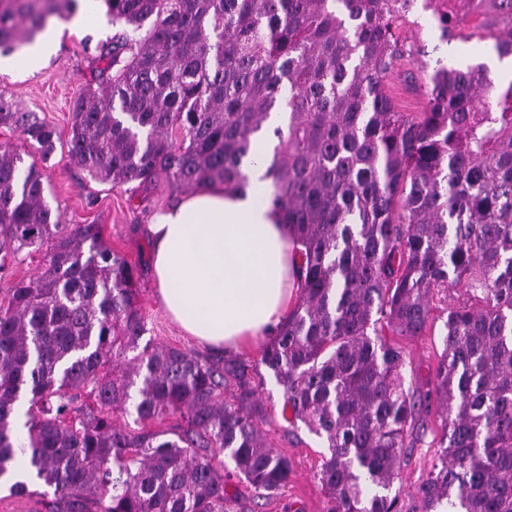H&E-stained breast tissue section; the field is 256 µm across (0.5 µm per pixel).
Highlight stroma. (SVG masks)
<instances>
[{
    "label": "stroma",
    "instance_id": "stroma-1",
    "mask_svg": "<svg viewBox=\"0 0 512 512\" xmlns=\"http://www.w3.org/2000/svg\"><path fill=\"white\" fill-rule=\"evenodd\" d=\"M483 15L467 13L462 24L465 39L456 43L459 65L478 63L492 55L491 42L482 27ZM54 54L34 69L22 68L0 74V93L11 97L21 108L38 113L61 133H68L71 105L90 81V52L85 41L98 44L110 40L113 28L105 7L89 12L79 4L66 21H52ZM408 42L424 46L425 52L402 62L396 73L386 79V89L395 105L404 112L421 111L425 103L426 83L436 58L447 55L441 45V33L427 12H418L414 22L398 27ZM45 199L63 224H97L107 244L139 270V304L146 321L143 342L173 346L192 352L200 347L167 315L158 296L151 269V241L148 226L155 213L171 207L179 195L167 183H160L149 199L131 193L128 187L99 182L82 171L68 155L66 142H58L43 166ZM442 322H435L427 335L400 338L409 355L405 379L419 390H426L435 363L442 351ZM259 397L266 409L262 430L277 452L291 461L292 474L281 498L255 508L250 489H242L244 512H282L285 503H294L301 512H322L324 492L316 477L325 443L298 423L289 424L282 415L283 397L274 378H266ZM425 433L412 448L406 449L397 482L409 491L425 477L435 450L430 442L439 426L435 416L423 420Z\"/></svg>",
    "mask_w": 512,
    "mask_h": 512
}]
</instances>
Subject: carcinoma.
<instances>
[{"instance_id":"carcinoma-1","label":"carcinoma","mask_w":512,"mask_h":512,"mask_svg":"<svg viewBox=\"0 0 512 512\" xmlns=\"http://www.w3.org/2000/svg\"><path fill=\"white\" fill-rule=\"evenodd\" d=\"M76 2L0 0V53ZM102 2L117 31L73 103L71 159L134 193L161 177L175 191L236 188L252 139L285 113L268 173L299 295L253 367L143 345L137 267L100 225L58 223L37 162L1 147L0 270L49 245L0 304V477L30 474L10 493L45 485L46 512H236L242 484L276 498L292 465L259 427L268 372L292 422L327 443L323 512H512V82L500 93L485 66L438 61L420 112L399 111L385 86L413 56L395 24L420 7L444 6L434 15L451 44L465 39L456 3L490 4L493 49L512 57V0ZM0 126L43 162L60 139L2 96ZM458 287L464 298L448 300ZM436 311L443 350L422 397L388 337L424 335ZM433 396L435 459L405 494L394 480ZM131 400L128 430L113 415Z\"/></svg>"}]
</instances>
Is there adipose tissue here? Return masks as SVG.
Returning a JSON list of instances; mask_svg holds the SVG:
<instances>
[{
    "instance_id": "ef3b65f1",
    "label": "adipose tissue",
    "mask_w": 512,
    "mask_h": 512,
    "mask_svg": "<svg viewBox=\"0 0 512 512\" xmlns=\"http://www.w3.org/2000/svg\"><path fill=\"white\" fill-rule=\"evenodd\" d=\"M273 146L254 138L244 187L201 186L149 226L162 303L201 346L236 351L272 336L292 305L294 250L266 175Z\"/></svg>"
}]
</instances>
